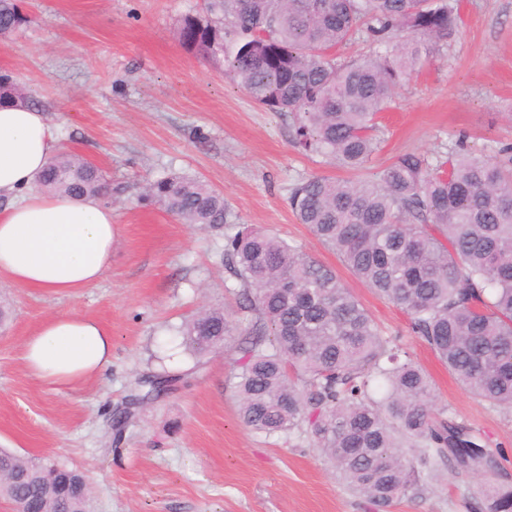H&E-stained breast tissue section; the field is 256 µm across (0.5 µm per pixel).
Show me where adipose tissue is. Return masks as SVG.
Returning <instances> with one entry per match:
<instances>
[{"instance_id":"ef3b65f1","label":"adipose tissue","mask_w":512,"mask_h":512,"mask_svg":"<svg viewBox=\"0 0 512 512\" xmlns=\"http://www.w3.org/2000/svg\"><path fill=\"white\" fill-rule=\"evenodd\" d=\"M59 150L41 109L0 108V280L64 295L97 283L109 270L116 226L102 200L37 189L38 176ZM111 361V331L83 315L49 317L23 345L28 373L58 387L97 375Z\"/></svg>"}]
</instances>
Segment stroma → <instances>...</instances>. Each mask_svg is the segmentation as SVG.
I'll return each instance as SVG.
<instances>
[{"mask_svg":"<svg viewBox=\"0 0 512 512\" xmlns=\"http://www.w3.org/2000/svg\"><path fill=\"white\" fill-rule=\"evenodd\" d=\"M27 22L0 40V75L45 110L62 151L100 167L119 194L112 267L73 295L0 283L11 318L0 327V448L56 460L89 478L96 512H375L350 490L306 435L268 438L238 415L230 355L202 368L178 327L202 306L234 312L224 285V235L180 223L143 200L146 181L179 174L221 191L229 221L302 246L332 267L374 320L401 336L430 376L435 403L505 449L496 484L512 485V413L469 394L415 336L407 316L324 248L289 207L298 183L348 177L292 142L287 114L252 101L223 57L184 47L177 30L203 0H19ZM461 23L397 89L379 115L380 146L363 169L375 176L399 154L446 156L458 144L483 152L512 143V0H458ZM78 313L112 332V361L67 388L32 377L22 343L47 317ZM186 373L176 391L140 408L115 437L112 416L127 386L156 369ZM474 479L434 472L388 512H471Z\"/></svg>","mask_w":512,"mask_h":512,"instance_id":"stroma-1","label":"stroma"}]
</instances>
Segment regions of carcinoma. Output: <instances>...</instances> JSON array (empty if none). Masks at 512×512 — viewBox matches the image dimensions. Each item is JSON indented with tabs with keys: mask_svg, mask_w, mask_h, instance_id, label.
<instances>
[{
	"mask_svg": "<svg viewBox=\"0 0 512 512\" xmlns=\"http://www.w3.org/2000/svg\"><path fill=\"white\" fill-rule=\"evenodd\" d=\"M186 16L182 45L224 56L225 71L258 105L286 112L303 152L357 171L378 149V114L421 54L450 39L454 0H205ZM25 22L0 0V39ZM380 47L341 62L353 38ZM31 103L0 76V106ZM39 187L112 198L103 171L76 154L54 157ZM183 224L224 230V265L239 314L199 311L180 328L195 360L233 348L239 415L269 438L306 430L354 490L386 509L446 464L458 476L482 468L481 512H512V487L486 482L495 454L432 400L427 374L339 281L301 246L231 224L222 192L197 177L147 184ZM289 206L324 246L407 315L412 332L476 398L512 412V146L452 151L434 163L406 152L375 180L312 177ZM182 375L165 367L136 378L113 427L121 433L145 402ZM0 498L15 512H91L85 473L0 449Z\"/></svg>",
	"mask_w": 512,
	"mask_h": 512,
	"instance_id": "carcinoma-1",
	"label": "carcinoma"
}]
</instances>
